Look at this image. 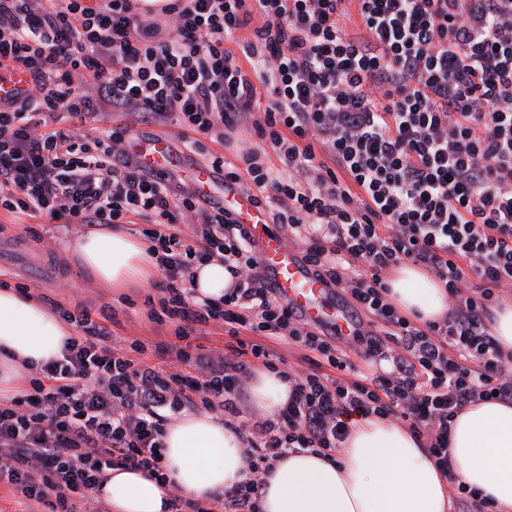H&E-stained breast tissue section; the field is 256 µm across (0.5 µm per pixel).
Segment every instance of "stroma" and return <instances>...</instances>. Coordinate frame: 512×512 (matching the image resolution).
<instances>
[{
  "instance_id": "stroma-1",
  "label": "stroma",
  "mask_w": 512,
  "mask_h": 512,
  "mask_svg": "<svg viewBox=\"0 0 512 512\" xmlns=\"http://www.w3.org/2000/svg\"><path fill=\"white\" fill-rule=\"evenodd\" d=\"M78 224L50 223L43 218L17 220L9 213H0V237L22 239L24 246L38 245L53 253L62 267V285L49 286L44 275L26 269L23 253L4 256L1 261L20 272L19 280L27 284V293L40 301L58 300L63 304H82L92 314L106 313L116 344L138 339L148 347L174 341V321L157 322L153 311L159 310L163 277H156L147 288H104L90 272L81 267L71 241L83 233Z\"/></svg>"
}]
</instances>
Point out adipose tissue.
I'll return each instance as SVG.
<instances>
[{"mask_svg": "<svg viewBox=\"0 0 512 512\" xmlns=\"http://www.w3.org/2000/svg\"><path fill=\"white\" fill-rule=\"evenodd\" d=\"M82 266L108 288L152 281L156 261L147 246L122 231H92L76 240ZM388 298L413 320L427 324L448 312V292L412 264L398 266ZM72 328L40 302L0 291V396L19 390L31 365L59 357ZM291 386L273 372L253 376L255 406L273 414L288 402ZM336 458L311 450L287 453L264 475L260 512H448L450 476L512 512V401L476 400L452 420L444 475L423 443L402 425L355 416ZM160 482L146 469L115 467L100 493L113 512H170V485L208 503L245 482L252 471L239 430L210 413H186L162 439Z\"/></svg>", "mask_w": 512, "mask_h": 512, "instance_id": "adipose-tissue-1", "label": "adipose tissue"}]
</instances>
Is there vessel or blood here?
Segmentation results:
<instances>
[{"label": "vessel or blood", "instance_id": "obj_1", "mask_svg": "<svg viewBox=\"0 0 512 512\" xmlns=\"http://www.w3.org/2000/svg\"><path fill=\"white\" fill-rule=\"evenodd\" d=\"M29 81L30 76L24 70L0 68V98L19 94ZM131 146L144 169L191 168L192 191L201 197L211 196L214 186L211 171L195 165L191 157L173 154L164 139L135 138ZM223 205L246 231L268 284L278 298L288 304L293 315L337 340L347 344L353 342L360 326L349 303L336 296L331 284L318 276L303 256L289 245L285 235L274 228L268 212L256 205L248 192L236 186L224 188Z\"/></svg>", "mask_w": 512, "mask_h": 512}]
</instances>
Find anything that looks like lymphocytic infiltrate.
Returning <instances> with one entry per match:
<instances>
[{
	"mask_svg": "<svg viewBox=\"0 0 512 512\" xmlns=\"http://www.w3.org/2000/svg\"><path fill=\"white\" fill-rule=\"evenodd\" d=\"M356 4L364 35L345 21ZM251 29L239 52L225 46ZM27 71V90L0 99V209L51 222L109 227L145 221L167 285L162 313L176 344L112 332L83 306L52 309L76 336L39 365L26 400L0 402V483L48 512H75L115 466H159L171 415H237L243 380L270 366L263 337L304 347L306 372L287 404L244 439L253 475L193 512H259L262 474L286 452L330 456L348 418L407 423L440 468L449 428L476 399L512 400V355L486 331L491 304L512 288V0H0V67ZM99 129H86L88 118ZM177 119L229 144L250 122L279 165L258 151L214 157L224 183H248L273 223L310 237L304 259L379 319L361 373L348 354L297 322L266 282L248 237L223 206L171 171L144 170L128 149L133 125ZM221 260L233 281L194 298V268ZM409 261L455 305L419 326L387 300L386 270ZM476 284H468L467 272ZM250 332L231 357L200 356L194 325Z\"/></svg>",
	"mask_w": 512,
	"mask_h": 512,
	"instance_id": "1",
	"label": "lymphocytic infiltrate"
}]
</instances>
